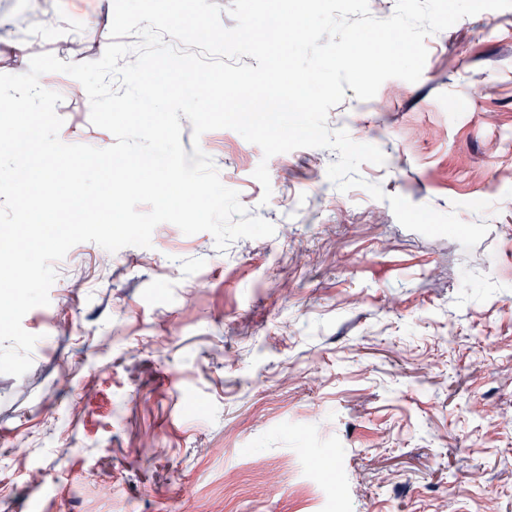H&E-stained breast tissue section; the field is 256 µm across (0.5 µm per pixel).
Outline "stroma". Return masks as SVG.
Wrapping results in <instances>:
<instances>
[{
	"instance_id": "1",
	"label": "stroma",
	"mask_w": 512,
	"mask_h": 512,
	"mask_svg": "<svg viewBox=\"0 0 512 512\" xmlns=\"http://www.w3.org/2000/svg\"><path fill=\"white\" fill-rule=\"evenodd\" d=\"M111 10L0 0L14 33L80 32L75 62L103 55ZM425 45L417 82L327 116L384 153L359 168L382 200L328 180L336 151L267 159L182 120L275 233L221 252L175 227L55 262L22 320L32 365L0 374V512H512V8ZM56 112L62 142L113 144L88 109ZM391 195L489 231L467 251L408 230Z\"/></svg>"
}]
</instances>
